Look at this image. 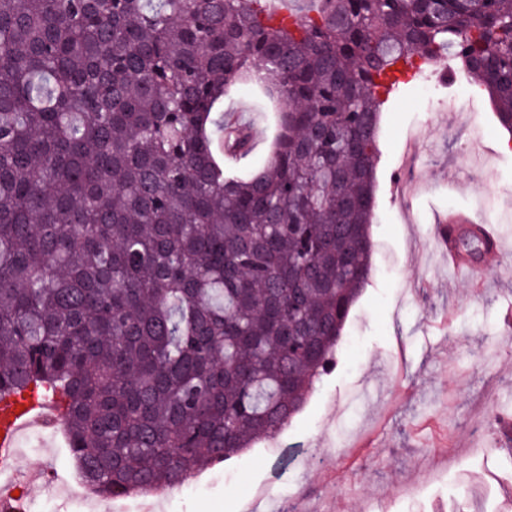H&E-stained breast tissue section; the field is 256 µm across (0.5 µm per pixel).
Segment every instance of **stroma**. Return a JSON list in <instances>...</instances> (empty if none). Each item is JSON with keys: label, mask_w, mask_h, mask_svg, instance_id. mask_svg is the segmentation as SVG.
I'll return each mask as SVG.
<instances>
[{"label": "stroma", "mask_w": 512, "mask_h": 512, "mask_svg": "<svg viewBox=\"0 0 512 512\" xmlns=\"http://www.w3.org/2000/svg\"><path fill=\"white\" fill-rule=\"evenodd\" d=\"M411 87L380 114L373 274L334 366L275 437L198 471L194 491L155 494L153 512H243L266 485L293 494L300 512H512V453L498 428L499 414H512V133L488 95H476L479 113L447 110L449 94L471 91L466 81L432 76ZM219 109L259 137L238 172L263 166L272 106L243 90ZM477 140L491 167L471 157ZM457 210L506 234L504 252L472 255L477 284L449 276L435 247L438 219ZM31 436L18 465L68 480L76 467L62 433ZM308 448L322 451L316 465L303 461ZM428 471L436 481L424 480Z\"/></svg>", "instance_id": "35a3bbf8"}]
</instances>
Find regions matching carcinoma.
I'll return each mask as SVG.
<instances>
[{"instance_id": "carcinoma-1", "label": "carcinoma", "mask_w": 512, "mask_h": 512, "mask_svg": "<svg viewBox=\"0 0 512 512\" xmlns=\"http://www.w3.org/2000/svg\"><path fill=\"white\" fill-rule=\"evenodd\" d=\"M0 0V402L149 495L275 436L368 283L381 107L448 59L512 133V0ZM279 105L261 168L212 112ZM227 151L246 156L231 131Z\"/></svg>"}]
</instances>
